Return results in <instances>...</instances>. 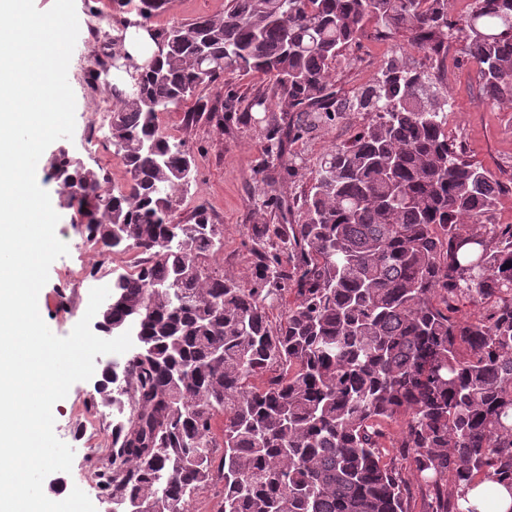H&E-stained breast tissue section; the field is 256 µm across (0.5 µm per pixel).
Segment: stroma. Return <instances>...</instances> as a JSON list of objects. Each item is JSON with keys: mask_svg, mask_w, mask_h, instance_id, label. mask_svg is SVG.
Segmentation results:
<instances>
[{"mask_svg": "<svg viewBox=\"0 0 512 512\" xmlns=\"http://www.w3.org/2000/svg\"><path fill=\"white\" fill-rule=\"evenodd\" d=\"M227 0H171L167 11L154 16L151 28L163 29L224 9ZM79 35L68 67V81L76 99L75 131L64 144H51L50 152L66 149L84 167L105 174L119 185L125 169L109 137L108 126H100L99 142L87 146L84 130L98 124V112L86 90L87 72L91 66L90 45L86 39L91 27H106L113 12L107 0H75ZM418 61L422 55L413 48L406 33L391 38L377 37L367 30L359 43L332 66L334 89L338 94L371 84L380 69L392 57ZM441 81L453 106L448 114V134L460 145L468 159L480 163L497 179L507 184L509 193L502 196L490 216L491 223L512 224V102L487 103L479 90L477 67L462 56L456 47H449L440 66ZM270 83L262 76L242 72L225 73L222 80L195 97L161 113L163 131L193 148L201 149L198 175L182 195L180 216L189 219L198 204H206L210 216L220 224L224 235L221 250L209 263L225 276L247 281L251 276L253 257L249 252V227L253 224H277L281 219L297 221V212L288 216L258 209L254 200L264 185L258 173L262 160L263 137L249 120V105L257 97H272ZM232 103L231 119H224L222 108ZM364 122L360 113L311 134L305 142L295 144L308 165L287 173L274 169V188L284 203H293L308 189L309 167L336 144L353 136ZM56 227L59 239L67 243L69 253L55 260L49 269V280L39 293L44 321L54 334H70L89 301L92 281L83 279L95 252L94 246L78 235L71 223L73 211L60 210ZM97 379L74 383L67 396L56 402L52 413L54 432L58 439L72 447L74 459L71 472H55L44 481V492L54 501L63 500L73 488L83 490L96 512H104L102 501L87 462L91 449L105 447L112 430V407L96 397ZM93 427L94 435H86L85 427Z\"/></svg>", "mask_w": 512, "mask_h": 512, "instance_id": "35a3bbf8", "label": "stroma"}]
</instances>
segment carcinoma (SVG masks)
I'll return each mask as SVG.
<instances>
[{
    "instance_id": "1",
    "label": "carcinoma",
    "mask_w": 512,
    "mask_h": 512,
    "mask_svg": "<svg viewBox=\"0 0 512 512\" xmlns=\"http://www.w3.org/2000/svg\"><path fill=\"white\" fill-rule=\"evenodd\" d=\"M148 24L169 0H113ZM401 29L425 61L393 59L347 97L331 65L369 25ZM123 19L94 54L112 85L109 127L127 180L49 158L75 231L109 253L133 250L112 283L119 303L102 333L138 318L142 350L103 371L102 399L121 388L109 454L92 460L103 496L187 512L219 487L218 512H408L387 457L411 456L432 490L429 512L461 508L493 479L512 495V224L488 223L504 187L454 148L438 64L451 44L479 66L481 90L512 101V0H229L224 11L153 31L164 52L126 67ZM257 73L294 122L264 108L263 169L348 112L366 122L311 169L295 224L252 225L251 278L205 265L221 231L205 206L182 220L181 191L197 171L186 142L164 133L168 112L224 72ZM294 302L272 325L287 293ZM487 304L481 319L460 305ZM224 414V440L213 423ZM405 419L400 440L387 428Z\"/></svg>"
}]
</instances>
